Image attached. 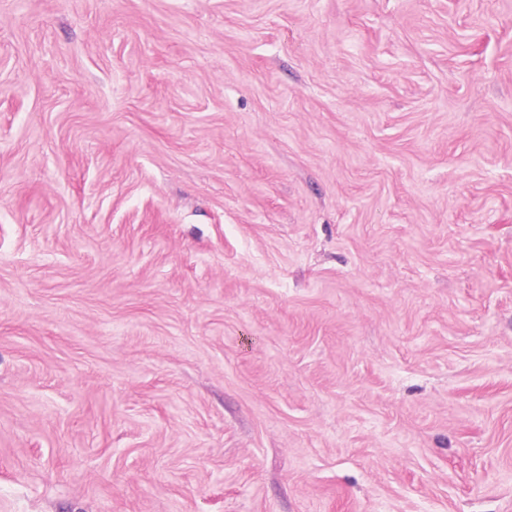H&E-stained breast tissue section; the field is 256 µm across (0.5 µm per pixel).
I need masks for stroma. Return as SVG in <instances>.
Masks as SVG:
<instances>
[{
	"label": "stroma",
	"instance_id": "obj_1",
	"mask_svg": "<svg viewBox=\"0 0 512 512\" xmlns=\"http://www.w3.org/2000/svg\"><path fill=\"white\" fill-rule=\"evenodd\" d=\"M0 512H512V0H0Z\"/></svg>",
	"mask_w": 512,
	"mask_h": 512
}]
</instances>
